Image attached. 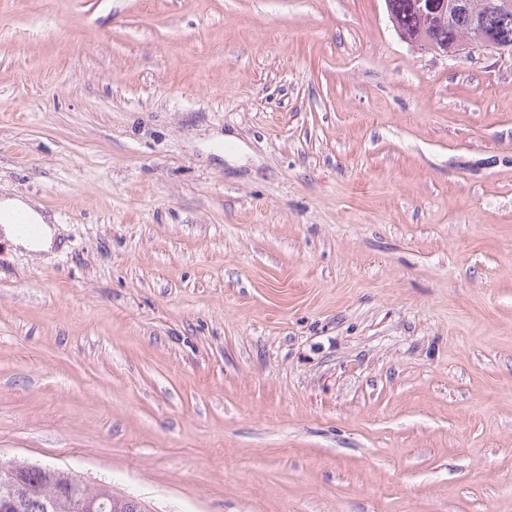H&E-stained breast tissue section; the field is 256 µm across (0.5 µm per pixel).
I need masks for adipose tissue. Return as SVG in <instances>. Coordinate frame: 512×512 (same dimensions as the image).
<instances>
[{"label": "adipose tissue", "instance_id": "1", "mask_svg": "<svg viewBox=\"0 0 512 512\" xmlns=\"http://www.w3.org/2000/svg\"><path fill=\"white\" fill-rule=\"evenodd\" d=\"M0 234L15 246L31 252H47L56 244V230L37 203L20 195L0 197Z\"/></svg>", "mask_w": 512, "mask_h": 512}]
</instances>
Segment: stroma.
Listing matches in <instances>:
<instances>
[{"instance_id": "1", "label": "stroma", "mask_w": 512, "mask_h": 512, "mask_svg": "<svg viewBox=\"0 0 512 512\" xmlns=\"http://www.w3.org/2000/svg\"><path fill=\"white\" fill-rule=\"evenodd\" d=\"M0 460L153 512H512V57L383 0H0ZM37 203L20 195L0 196V232L15 246L31 252H48L58 241L53 224L42 214ZM19 219L33 225V231H22L17 226Z\"/></svg>"}]
</instances>
